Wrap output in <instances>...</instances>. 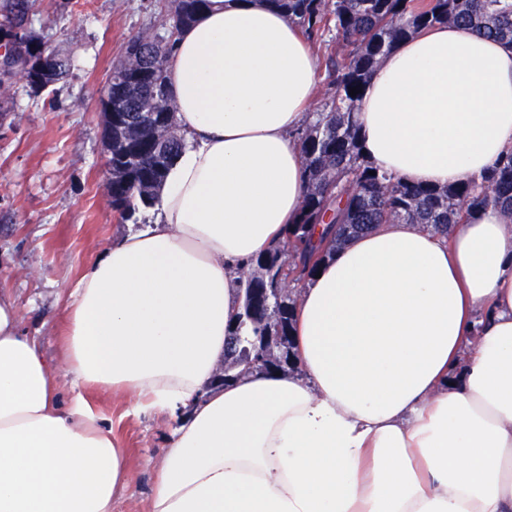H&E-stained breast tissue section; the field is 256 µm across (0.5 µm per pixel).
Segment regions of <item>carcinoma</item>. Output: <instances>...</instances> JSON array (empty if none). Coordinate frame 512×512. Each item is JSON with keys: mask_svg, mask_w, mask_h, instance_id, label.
<instances>
[{"mask_svg": "<svg viewBox=\"0 0 512 512\" xmlns=\"http://www.w3.org/2000/svg\"><path fill=\"white\" fill-rule=\"evenodd\" d=\"M293 20L313 45L336 46L327 54L328 93L313 120L297 132L306 195L282 246L272 248L243 273L237 326L226 341L230 379L270 366L254 362V346L296 363L292 330L297 300L289 284L314 275L319 263L377 224H420L450 234L470 211L496 207L512 214V153L500 157L481 180L445 187L371 175L361 154L355 114L368 78L402 40L440 23L462 24L476 33L512 43V0H266ZM210 0H175L163 42L139 34L126 60L112 71V208L130 219L151 204L182 147L175 132L166 58L181 28ZM30 0H0V27L30 54L45 53L49 73L30 85L40 93L68 74L71 61L29 29ZM360 93L351 96L350 89ZM319 224L326 225L316 234Z\"/></svg>", "mask_w": 512, "mask_h": 512, "instance_id": "carcinoma-1", "label": "carcinoma"}]
</instances>
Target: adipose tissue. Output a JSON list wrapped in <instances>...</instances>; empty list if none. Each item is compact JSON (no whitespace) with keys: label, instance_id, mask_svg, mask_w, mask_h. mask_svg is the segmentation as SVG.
<instances>
[{"label":"adipose tissue","instance_id":"obj_1","mask_svg":"<svg viewBox=\"0 0 512 512\" xmlns=\"http://www.w3.org/2000/svg\"><path fill=\"white\" fill-rule=\"evenodd\" d=\"M165 70L184 145L154 221L78 280L60 370L0 289V512H112L126 454L89 390L178 422L147 512H512V215L474 210L449 237L376 225L302 290L300 374L211 387L241 268L299 214L318 67L265 0H211ZM356 119L381 171L479 179L512 151V44L428 28Z\"/></svg>","mask_w":512,"mask_h":512}]
</instances>
